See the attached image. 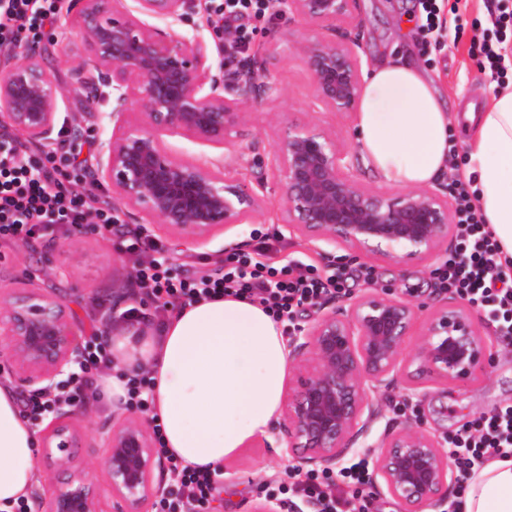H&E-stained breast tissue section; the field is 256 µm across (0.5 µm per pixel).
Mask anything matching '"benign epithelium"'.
<instances>
[{
  "label": "benign epithelium",
  "instance_id": "obj_1",
  "mask_svg": "<svg viewBox=\"0 0 512 512\" xmlns=\"http://www.w3.org/2000/svg\"><path fill=\"white\" fill-rule=\"evenodd\" d=\"M288 9L319 30L301 41L298 54L312 79L316 104L352 112L363 87L362 60L352 40L338 42L322 30L347 15L349 0H283ZM76 22L89 54L73 62L82 75L77 87L53 81L44 66L24 51L0 71V112L27 140H54L58 99L89 86L94 97L112 100V133L94 157L97 179L109 182L112 206L142 212L148 222L186 242L202 244L226 224H247L259 214V195L215 164L179 160L163 140L179 133L219 145L239 165L243 152L233 141L243 109L256 88L270 90L250 71L221 81L211 74L208 45L173 29L159 30L146 18L181 21L198 0H136V12L112 9V0H74ZM142 110L144 125L128 128L124 111ZM272 174L282 186L286 230L355 258L432 256L448 240V193L422 187L387 195L354 178L352 151L315 128H290L276 146ZM418 305L410 297L373 289L355 299L345 314L322 313L291 338L297 386L288 387L282 410L287 428L284 452L314 465L336 461L356 427L376 416L372 394L395 373L435 375L446 381L470 377L483 359L489 338L481 335L467 307L443 306L429 320L423 344L406 350ZM0 342L9 351L8 371L24 390L50 391L77 361L85 337L66 315L53 289L0 293ZM71 411L53 413L41 432L45 462L68 473L44 501V512H99L97 492L74 464L82 437ZM106 467L112 495L123 512H144L155 496L154 444L148 420L131 416L107 434ZM381 485L416 512L434 505L457 476L439 441L419 425L389 435L373 457Z\"/></svg>",
  "mask_w": 512,
  "mask_h": 512
}]
</instances>
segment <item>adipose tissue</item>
Here are the masks:
<instances>
[{
  "mask_svg": "<svg viewBox=\"0 0 512 512\" xmlns=\"http://www.w3.org/2000/svg\"><path fill=\"white\" fill-rule=\"evenodd\" d=\"M471 135L463 175L502 256L512 259V85L467 113ZM460 120L425 71L399 56L366 75L356 114L358 149L386 184L419 187L452 165L450 135ZM105 379L113 402L124 376L146 370L167 455L185 465H216L250 439L267 436L281 407L290 352L282 325L263 305L235 296L180 309L160 327L110 338ZM37 429L13 387L0 382V512L29 495L40 473ZM463 512H512V459L491 460L469 476Z\"/></svg>",
  "mask_w": 512,
  "mask_h": 512,
  "instance_id": "obj_1",
  "label": "adipose tissue"
}]
</instances>
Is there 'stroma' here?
Returning a JSON list of instances; mask_svg holds the SVG:
<instances>
[{
  "instance_id": "1",
  "label": "stroma",
  "mask_w": 512,
  "mask_h": 512,
  "mask_svg": "<svg viewBox=\"0 0 512 512\" xmlns=\"http://www.w3.org/2000/svg\"><path fill=\"white\" fill-rule=\"evenodd\" d=\"M222 0H200L197 13L178 24L182 34L204 37L210 46L213 62H223L228 42L215 32L209 14ZM61 18L55 27L28 33L22 45L55 76L57 82L71 85L75 74L74 59L85 56L86 45L75 30V13L69 0H60ZM458 18L461 33L444 31L442 36L423 37L418 26H411L405 36H398L397 18L418 15L419 9L408 0H350L347 19L337 21V35L356 39L358 53L368 65L386 57L397 48L402 57L419 65L434 80L453 112L465 111L470 102L485 104L490 87L497 78L481 69L476 45L493 38L495 17L492 0H459ZM270 21L258 22L252 49L245 58V68L260 66L271 90L262 94L248 108V115L234 138L246 153L251 167L246 175L248 187H260L262 209L250 224H235L214 233L203 246L175 244L173 233L149 226L148 232L162 248L174 270L191 263L207 270L222 263L237 244L250 241L257 232L278 230L284 250L275 252L274 260L304 261L321 271L346 273V293L327 304V311L343 312L360 296L367 285L386 288L391 293L414 297L421 302L419 317L412 327L407 348L421 344L429 317L445 302H459L455 293L443 294L436 289L434 271L446 262L456 247L455 240L443 243L436 254L426 260L405 259L395 262L386 258L356 259L339 248L320 250L307 240L284 232L281 223V190L269 170V161L284 128L318 126L335 137L337 143L355 145V117L316 107L312 99L311 79L296 55L295 44L311 32L300 16L284 10L274 0ZM112 105L106 101L89 102L85 92L63 97L59 102V124L67 126L71 116H79L85 137L66 142L70 152L92 154L99 138L110 134L108 115ZM41 256L31 255L20 243L0 237V290L41 287L33 269L40 258L52 261L60 273L55 284L65 298L67 314L83 327L86 336L110 338L122 326L120 314L128 307L154 316L156 305L142 299L129 279L133 268L120 238L101 237L93 226H85L70 237L47 238L41 243ZM372 272L371 282L356 278L359 268ZM378 416L367 429L356 434L335 463L310 465L287 456L278 444L283 434L280 424H273L267 437L245 443L238 453L222 464L223 487L215 504L217 512H257L273 487L292 482L295 474H334L358 460H372V448L406 424L423 419L425 429L442 444H449L459 431L477 429L482 420L500 407L512 404V344L497 343L492 360L471 380L444 383L432 378L411 381L399 376L393 388L373 398ZM123 417L111 403L95 399L72 408L71 424L83 431L85 444L77 451V463L101 493L102 512H115L106 469L107 443L103 429Z\"/></svg>"
}]
</instances>
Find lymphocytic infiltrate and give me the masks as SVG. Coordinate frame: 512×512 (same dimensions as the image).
<instances>
[{"label": "lymphocytic infiltrate", "instance_id": "lymphocytic-infiltrate-1", "mask_svg": "<svg viewBox=\"0 0 512 512\" xmlns=\"http://www.w3.org/2000/svg\"><path fill=\"white\" fill-rule=\"evenodd\" d=\"M267 12V0H224L214 22L234 32L228 45L230 56L249 50L254 23ZM59 18L55 0H0V56L10 57L25 32L55 25ZM81 169L77 158L56 165L52 151L1 131L0 236L25 244L56 232L69 234L90 221L103 235L120 229L141 294L158 302L167 315L200 300L232 295L259 302L282 321L343 289L341 279L321 276L314 265L272 262L270 253L279 240L275 234L254 239L246 250L231 251L222 266L207 273L174 272L144 225L120 224L110 203L92 207L90 197L75 189ZM455 203L460 240L454 257L438 272L440 285L489 309L497 337L512 342V261L501 260L499 247L470 197L459 193ZM452 455L466 476L491 460L512 458V405L486 418L477 432L460 434ZM173 468L176 484L162 493L154 512H211L223 477L221 466L177 462ZM340 476L336 482L309 475L290 486L277 487L276 492L306 501L310 512H358L352 501L338 498L335 489L340 482L368 484V466L358 461L341 470Z\"/></svg>", "mask_w": 512, "mask_h": 512}]
</instances>
